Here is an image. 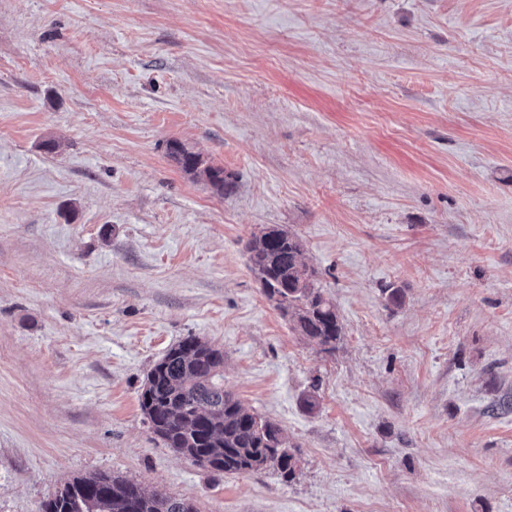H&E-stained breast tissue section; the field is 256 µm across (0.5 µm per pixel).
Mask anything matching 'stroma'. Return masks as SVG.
Returning a JSON list of instances; mask_svg holds the SVG:
<instances>
[{"mask_svg":"<svg viewBox=\"0 0 512 512\" xmlns=\"http://www.w3.org/2000/svg\"><path fill=\"white\" fill-rule=\"evenodd\" d=\"M269 225L335 354L252 274ZM189 336L293 478L149 428ZM98 472L200 512H512V0H0V512ZM265 228L247 244L251 272L269 286V301L275 292L282 298L275 307L288 315L293 330L319 352L333 354L343 336L342 323L333 302L324 297L317 272L303 261L302 242L278 226Z\"/></svg>","mask_w":512,"mask_h":512,"instance_id":"obj_1","label":"stroma"}]
</instances>
